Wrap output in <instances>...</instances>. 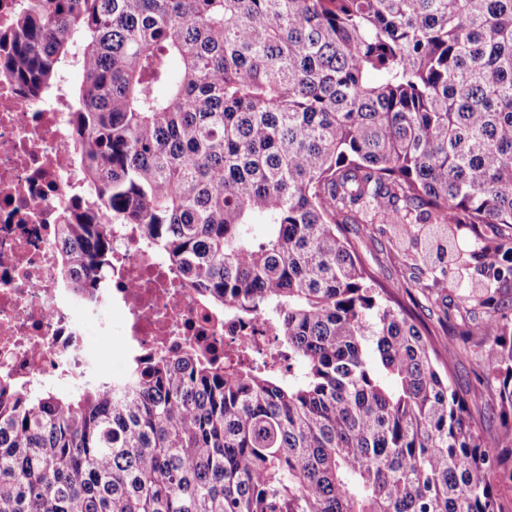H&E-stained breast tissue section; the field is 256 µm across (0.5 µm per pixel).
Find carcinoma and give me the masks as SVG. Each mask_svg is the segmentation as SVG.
Masks as SVG:
<instances>
[{
	"instance_id": "carcinoma-1",
	"label": "carcinoma",
	"mask_w": 512,
	"mask_h": 512,
	"mask_svg": "<svg viewBox=\"0 0 512 512\" xmlns=\"http://www.w3.org/2000/svg\"><path fill=\"white\" fill-rule=\"evenodd\" d=\"M13 24L20 84L78 70L71 149L101 215L58 225L62 279L105 275L116 227L270 320L288 372L189 347L75 392L1 380L0 512H503L512 248L471 252L463 296L486 308L465 335L492 339L488 441L341 225L512 228V0H23Z\"/></svg>"
}]
</instances>
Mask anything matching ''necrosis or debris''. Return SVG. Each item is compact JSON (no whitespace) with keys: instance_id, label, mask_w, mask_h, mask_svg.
<instances>
[{"instance_id":"necrosis-or-debris-1","label":"necrosis or debris","mask_w":512,"mask_h":512,"mask_svg":"<svg viewBox=\"0 0 512 512\" xmlns=\"http://www.w3.org/2000/svg\"><path fill=\"white\" fill-rule=\"evenodd\" d=\"M70 143L65 85L33 98L0 68V379L28 388L111 383L87 340L106 307L126 324L118 354L130 371L145 355L189 344L206 357H224L246 339L269 352L278 336L271 321L226 315L182 288L156 249L122 234L112 236L103 287L76 290L60 279L59 216L85 187Z\"/></svg>"}]
</instances>
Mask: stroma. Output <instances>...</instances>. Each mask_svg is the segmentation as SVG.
Returning a JSON list of instances; mask_svg holds the SVG:
<instances>
[{
    "instance_id": "stroma-1",
    "label": "stroma",
    "mask_w": 512,
    "mask_h": 512,
    "mask_svg": "<svg viewBox=\"0 0 512 512\" xmlns=\"http://www.w3.org/2000/svg\"><path fill=\"white\" fill-rule=\"evenodd\" d=\"M343 233L375 284L393 289L400 303L419 321L440 364L447 366L453 387L462 394L483 390V402L472 409L471 421L485 438H496L501 429L500 401L494 380L482 379V364L477 358L489 341L464 333L466 325L478 322L483 311L472 302L460 304L466 289L455 270L436 277L430 271L414 269L385 224H347Z\"/></svg>"
}]
</instances>
